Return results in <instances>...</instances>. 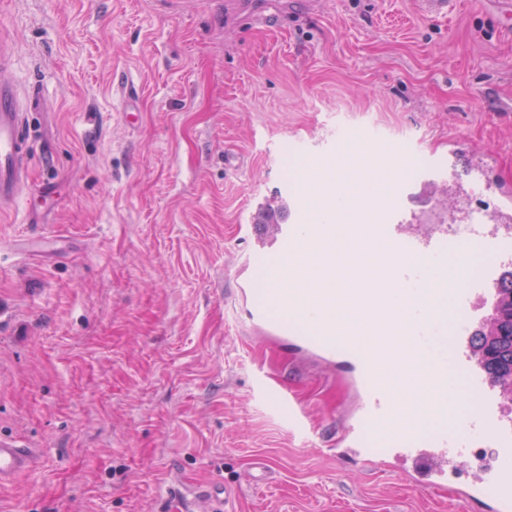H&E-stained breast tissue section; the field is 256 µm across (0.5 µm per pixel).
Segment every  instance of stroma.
I'll return each mask as SVG.
<instances>
[{"label": "stroma", "instance_id": "stroma-1", "mask_svg": "<svg viewBox=\"0 0 512 512\" xmlns=\"http://www.w3.org/2000/svg\"><path fill=\"white\" fill-rule=\"evenodd\" d=\"M252 3L266 23L216 0H0L30 183L51 189L0 210V440L37 459L0 512H465L337 459L345 368L261 341L233 290L249 224L308 164L390 197L398 150L423 169L461 141L512 185V39L494 0L444 22L414 0Z\"/></svg>", "mask_w": 512, "mask_h": 512}]
</instances>
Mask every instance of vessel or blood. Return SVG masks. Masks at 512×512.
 I'll return each instance as SVG.
<instances>
[{
    "instance_id": "1",
    "label": "vessel or blood",
    "mask_w": 512,
    "mask_h": 512,
    "mask_svg": "<svg viewBox=\"0 0 512 512\" xmlns=\"http://www.w3.org/2000/svg\"><path fill=\"white\" fill-rule=\"evenodd\" d=\"M26 119L16 88L0 76V207L12 205L26 185ZM463 173L469 190L493 191L483 159L469 158L454 144L447 159L431 160L427 170L411 171L398 182L397 198L384 206L380 222L366 221L370 195L340 178L322 206L312 207L304 192L290 199L289 213L312 212L313 223L250 225L253 263L266 284L252 316L275 338L323 360L339 353L353 357L363 401L343 429L352 447L411 461L432 491L446 488L459 466L472 464L477 448L492 445L500 461L474 472L465 499L473 512H512V416L498 408L491 380L470 346L481 309L496 300L497 273L512 267V205L476 207L460 224L415 227L433 207L431 190ZM340 212L348 218L346 238L379 259L376 275L362 262L350 270L352 287L367 293L361 309L318 288L278 283V270L302 253L328 255ZM474 252L482 263L457 279L446 266L448 257L461 261ZM274 306L288 308L289 321L299 322V329L273 319ZM33 462L29 449L0 440V484Z\"/></svg>"
}]
</instances>
